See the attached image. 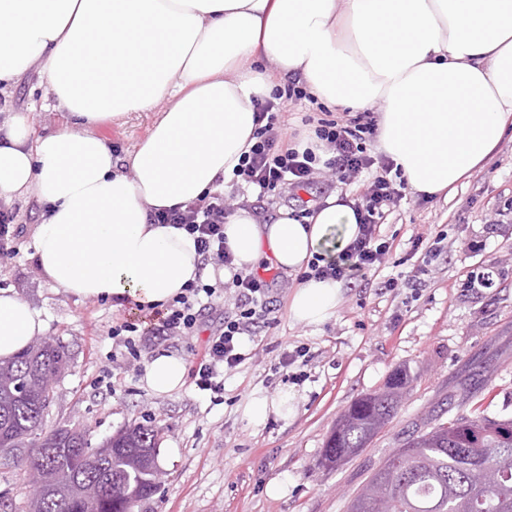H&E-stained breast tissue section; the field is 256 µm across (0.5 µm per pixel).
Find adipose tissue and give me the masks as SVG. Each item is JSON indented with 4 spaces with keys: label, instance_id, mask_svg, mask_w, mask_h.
I'll return each instance as SVG.
<instances>
[{
    "label": "adipose tissue",
    "instance_id": "adipose-tissue-1",
    "mask_svg": "<svg viewBox=\"0 0 512 512\" xmlns=\"http://www.w3.org/2000/svg\"><path fill=\"white\" fill-rule=\"evenodd\" d=\"M32 68L68 121L42 136L26 112L0 123V200L33 190L46 203L30 258L56 288L152 313L195 279L200 258L191 236L148 212L231 181L254 143L256 101L288 77L325 104L376 111L378 149L414 192L454 188L512 128V0H0V94ZM152 111L124 159L93 132ZM224 234L239 269L270 256L294 274L343 252L358 223L335 193L306 217L236 210ZM341 303L339 282L311 279L289 312L318 325ZM46 329L40 310L0 288V359ZM186 375L181 358L160 354L143 381L168 395ZM296 412L286 392L243 407L255 427Z\"/></svg>",
    "mask_w": 512,
    "mask_h": 512
}]
</instances>
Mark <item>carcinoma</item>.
<instances>
[{"instance_id": "obj_1", "label": "carcinoma", "mask_w": 512, "mask_h": 512, "mask_svg": "<svg viewBox=\"0 0 512 512\" xmlns=\"http://www.w3.org/2000/svg\"><path fill=\"white\" fill-rule=\"evenodd\" d=\"M68 366V352L49 339L0 361V456L22 463L32 448H44L51 471L82 484L107 480L115 493L71 506L48 496L42 512H132L156 489L157 466L146 450L158 445V433L135 425L103 441L108 451L88 461L81 453L86 431H42L46 404L24 387L37 375ZM409 384V375L397 369L381 392L368 393L342 414L329 435L323 462L349 463L367 447L396 412ZM490 465L500 470L502 484L486 487L478 470ZM348 512H512V417L491 418L474 409L427 423L411 432L392 455L370 469L367 481L350 501Z\"/></svg>"}]
</instances>
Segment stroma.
<instances>
[{
  "label": "stroma",
  "instance_id": "35a3bbf8",
  "mask_svg": "<svg viewBox=\"0 0 512 512\" xmlns=\"http://www.w3.org/2000/svg\"><path fill=\"white\" fill-rule=\"evenodd\" d=\"M6 101L13 111L31 113L40 135L66 121L36 71L24 75ZM308 115L346 119L350 113L305 99L289 104L283 119L291 142L313 139V125L304 122ZM153 119V113L134 112L118 122L104 120L94 132L121 159L145 139ZM509 197L512 131L449 195L403 190L382 225L394 242V262L370 282L343 284L335 317L315 326L295 323L288 300L300 278L281 274L272 291L277 320L246 340L249 357L225 373L223 392L199 390L190 378L184 389L163 396L144 386L112 338L113 326L131 315V306L80 301L48 282L29 258L31 232L43 211L40 198L32 191L12 200L20 234L13 256L0 260V288L15 289L40 309L47 337L59 340L69 355L43 428L82 427L95 444L133 424L157 430L161 483L134 512H347L371 466L432 415L477 408L512 417V213H499ZM420 234L442 236V253L415 290L407 282L411 264L399 259ZM474 272L491 273L492 285L464 287ZM389 279L396 287H386ZM213 327L206 322L168 348L140 342L141 360L167 352L192 364ZM298 346L309 352L307 365L280 368L283 352ZM400 366L412 382L390 422L349 464L323 468L321 455L337 417L359 396L382 388ZM465 387L471 397L461 406L456 397ZM287 389L297 395L294 419L272 415L259 427L244 419L242 407L253 395ZM273 480L284 485L281 497L266 493Z\"/></svg>",
  "mask_w": 512,
  "mask_h": 512
}]
</instances>
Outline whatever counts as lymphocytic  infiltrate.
Returning <instances> with one entry per match:
<instances>
[{"label": "lymphocytic infiltrate", "mask_w": 512, "mask_h": 512, "mask_svg": "<svg viewBox=\"0 0 512 512\" xmlns=\"http://www.w3.org/2000/svg\"><path fill=\"white\" fill-rule=\"evenodd\" d=\"M307 96L306 88L292 78L287 88L275 89L270 99L257 102L255 142L235 168L234 182L256 190V199L249 204L255 212L264 210L265 198L276 188L296 191L308 187L317 165H324L345 185L351 177L370 172V180L354 203L359 223L357 237L337 257L309 262L303 274L307 280L364 281L369 273L385 266L393 254V244L383 238L380 227L386 209L401 198V191L391 176L394 164L386 156L371 154L368 144L376 127L373 122L358 117L345 121L318 119L315 134L330 151L327 159H319L313 150L301 151L290 144L279 121L282 102L299 101ZM232 212L233 207L226 204L223 193L215 191L189 203L168 209L155 208L148 213L149 223L169 224L192 236L203 264L230 272L226 285L233 291L234 311L225 315L223 327L210 334L203 355L192 369L198 388L215 393L224 388L225 371L244 361L241 351L244 337L257 335L260 329L273 323L271 280L255 271L236 269L234 256L226 244L224 224ZM217 297L216 285L195 278L157 313L155 323L146 330L147 335L159 342L190 335L200 327L204 311L216 306Z\"/></svg>", "instance_id": "f902f5d3"}]
</instances>
